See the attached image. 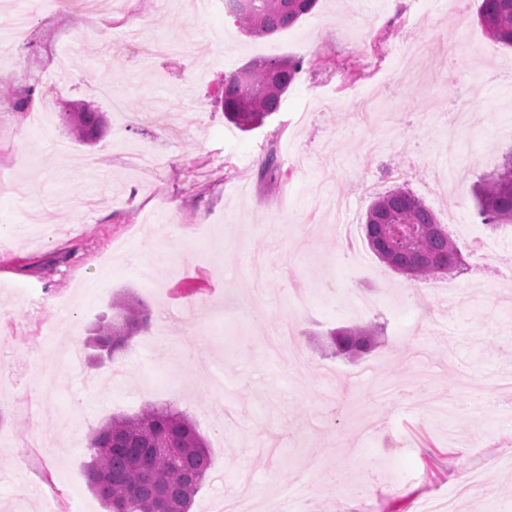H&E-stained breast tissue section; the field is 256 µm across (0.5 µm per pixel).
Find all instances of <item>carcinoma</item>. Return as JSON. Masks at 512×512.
<instances>
[{"label":"carcinoma","instance_id":"cac0c4a2","mask_svg":"<svg viewBox=\"0 0 512 512\" xmlns=\"http://www.w3.org/2000/svg\"><path fill=\"white\" fill-rule=\"evenodd\" d=\"M317 0H230L227 11L251 36H270L294 26ZM477 16L497 42L512 47V0H480ZM302 63L292 57L254 60L224 79V117L243 131L279 111ZM102 116L73 113L71 132L95 140ZM485 224L512 223V155L474 188ZM364 229L372 252L392 269L404 268L415 281L460 272L461 251L438 223L433 210L396 187L370 206ZM147 314L134 299L120 304L115 319L95 329L94 347L115 360L144 326ZM382 343L377 325L340 328L330 333L336 355L355 358ZM88 485L106 512H189L192 498L210 466L204 438L189 416L172 404L149 405L133 416H113L87 443Z\"/></svg>","mask_w":512,"mask_h":512}]
</instances>
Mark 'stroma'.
Masks as SVG:
<instances>
[{
  "label": "stroma",
  "instance_id": "obj_1",
  "mask_svg": "<svg viewBox=\"0 0 512 512\" xmlns=\"http://www.w3.org/2000/svg\"><path fill=\"white\" fill-rule=\"evenodd\" d=\"M477 0H318L267 38L245 36L222 0H98L93 11L0 0L28 38L0 40V512H50L54 485L79 512H104L90 490L89 435L149 404L188 412L211 466L190 512H213L240 488L254 512H413L445 499L485 456L512 454V275L458 274L410 292L376 256L353 263L323 199L362 170L371 189L346 216L362 225L403 184L455 225L492 233L471 187L512 154V48L479 24ZM422 42L415 80L397 49ZM303 68L278 113L243 132L224 117V78L256 58ZM476 103L457 147L456 184L442 157L449 91ZM101 113L85 145L66 115ZM275 180L259 171L269 149ZM65 296L29 317L19 286ZM376 296L354 316L350 289ZM127 297L149 315L137 348L90 362V328ZM65 318L78 368L54 361L46 324ZM293 322L308 357L293 369L264 340ZM376 323L383 342L356 360L324 350L328 331ZM512 466L456 512H512Z\"/></svg>",
  "mask_w": 512,
  "mask_h": 512
}]
</instances>
